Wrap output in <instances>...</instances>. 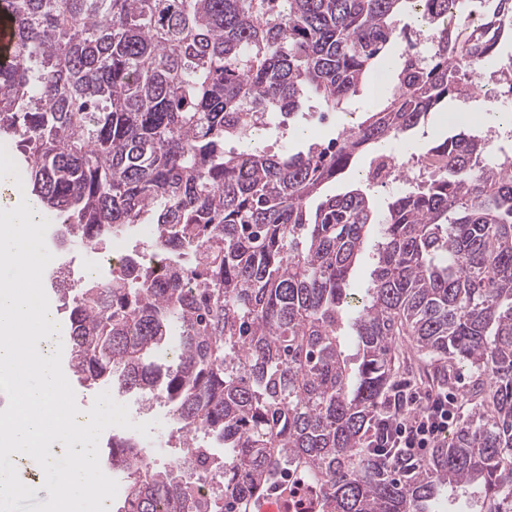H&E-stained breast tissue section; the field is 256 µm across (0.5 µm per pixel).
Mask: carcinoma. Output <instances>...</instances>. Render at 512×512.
Segmentation results:
<instances>
[{"mask_svg":"<svg viewBox=\"0 0 512 512\" xmlns=\"http://www.w3.org/2000/svg\"><path fill=\"white\" fill-rule=\"evenodd\" d=\"M480 2L476 25L473 0H0V141L23 148L31 203L76 244L150 224L166 260L64 293L74 375L162 402L181 441L159 470L112 435L115 512H253L286 493V467L318 486V512H435L458 491L512 512V171L462 131L383 211L359 189L308 209L363 147L477 92L512 39V0ZM408 13L439 47L401 60L381 109L328 147L254 143L253 119L360 96ZM401 336L422 376L469 372L451 442L414 465L375 447ZM197 462L223 488L201 493ZM373 248L368 242L365 250L359 256L353 267L349 288H352L355 295L361 297L370 281L372 271Z\"/></svg>","mask_w":512,"mask_h":512,"instance_id":"carcinoma-1","label":"carcinoma"}]
</instances>
